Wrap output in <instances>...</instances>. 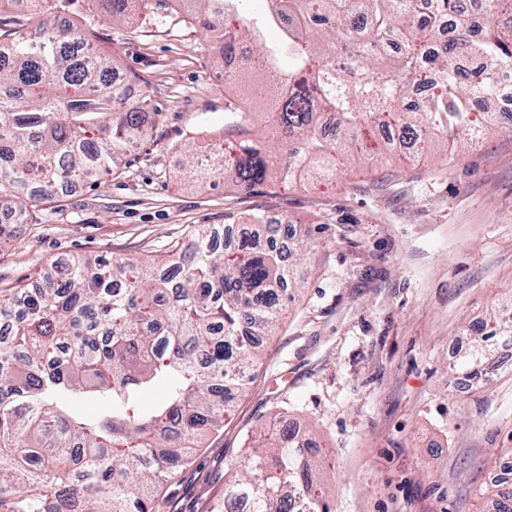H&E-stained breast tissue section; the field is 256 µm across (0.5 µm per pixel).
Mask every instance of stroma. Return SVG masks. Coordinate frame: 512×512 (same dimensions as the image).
Here are the masks:
<instances>
[{"label": "stroma", "instance_id": "1", "mask_svg": "<svg viewBox=\"0 0 512 512\" xmlns=\"http://www.w3.org/2000/svg\"><path fill=\"white\" fill-rule=\"evenodd\" d=\"M50 20L112 55L153 132L111 174L31 207L0 243V288L73 257L157 260L200 226L255 214L314 245L250 390L176 464L160 512H210L225 472L278 418L317 446L331 512H491L488 470L512 459V373L458 397L449 349L512 289V129L412 163L380 132L388 162L341 168L327 185L191 186L185 159L223 136L236 99L209 33L173 0L118 22L94 0H56Z\"/></svg>", "mask_w": 512, "mask_h": 512}]
</instances>
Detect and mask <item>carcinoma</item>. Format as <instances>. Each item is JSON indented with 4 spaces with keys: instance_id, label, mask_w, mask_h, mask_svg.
<instances>
[{
    "instance_id": "obj_1",
    "label": "carcinoma",
    "mask_w": 512,
    "mask_h": 512,
    "mask_svg": "<svg viewBox=\"0 0 512 512\" xmlns=\"http://www.w3.org/2000/svg\"><path fill=\"white\" fill-rule=\"evenodd\" d=\"M110 17L132 0H97ZM191 20L218 32L215 55L239 57L225 72L240 105L231 124L267 119L282 145L257 139L210 145L186 178L225 182L252 193L279 178L336 175L343 156L379 159L364 134L377 125L431 142L475 141L496 122L499 88L512 83V13L503 0H267L261 17L245 0H181ZM282 41L263 44L268 25ZM0 239L25 223L27 209L52 199L73 177L110 172L147 139L143 107L112 83L113 59L85 37L39 22L21 32L0 26ZM461 56L485 68H460ZM261 223L214 244L197 233L173 270L162 261L137 268L98 257L45 269L29 287L0 289V512H157L172 479L175 439L190 454L220 427L255 379L263 338L289 304L285 264L290 225ZM463 372L479 371L494 345L512 340V319L471 328ZM163 386L150 409L137 398ZM101 397L112 411L92 421L66 405ZM294 438L280 452L254 449L252 465L224 479L219 512H330L322 484L303 464ZM495 512H512V486L494 489Z\"/></svg>"
}]
</instances>
